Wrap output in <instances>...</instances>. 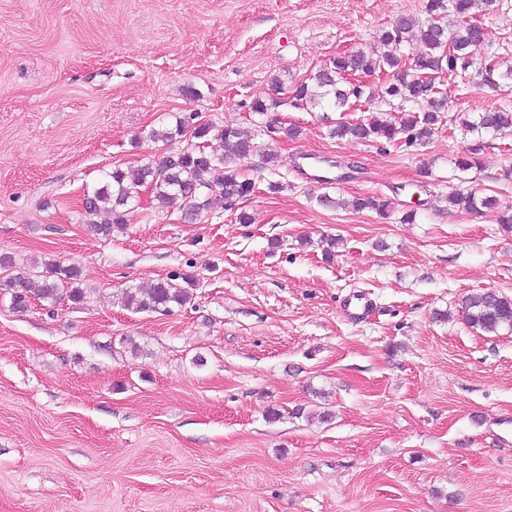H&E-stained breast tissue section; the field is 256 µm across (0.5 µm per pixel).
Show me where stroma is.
<instances>
[{
  "label": "stroma",
  "mask_w": 512,
  "mask_h": 512,
  "mask_svg": "<svg viewBox=\"0 0 512 512\" xmlns=\"http://www.w3.org/2000/svg\"><path fill=\"white\" fill-rule=\"evenodd\" d=\"M424 5L0 0V254L76 265L85 291L24 312L0 297V512H512V331L442 317L482 288L512 296V230L445 201L461 188L512 209V133L487 139L480 168L455 166L473 140L457 114L512 111L511 84H448L424 147L332 139L282 103L274 117L302 133H257L248 224L146 202L107 238L82 216L105 172L157 159L150 129L189 114L250 128L274 82L378 50ZM483 23L482 55L512 60V0ZM169 278L190 304H121ZM357 294L370 309L354 318ZM317 200L321 205L327 207L337 208L350 205L354 210H371L382 216H387L391 210V202L386 198L379 196L354 197L351 200H336L329 195L324 194L319 196Z\"/></svg>",
  "instance_id": "obj_1"
}]
</instances>
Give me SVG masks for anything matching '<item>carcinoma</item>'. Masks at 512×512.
<instances>
[{
    "label": "carcinoma",
    "mask_w": 512,
    "mask_h": 512,
    "mask_svg": "<svg viewBox=\"0 0 512 512\" xmlns=\"http://www.w3.org/2000/svg\"><path fill=\"white\" fill-rule=\"evenodd\" d=\"M489 6L490 0H426L425 19L401 15L382 31L380 42L387 47L386 51L375 56L362 51L336 56L291 88L292 103L306 111L338 113L334 120L324 117L332 139L425 146L448 111L442 76L464 79L474 71L481 76L482 84L491 88L498 87L501 81H512V63L505 66L495 55L480 56L484 42L478 16ZM414 44L422 46L423 51L409 60L402 50ZM350 71L383 77L381 95H375V90L366 84H350L346 78ZM377 98L398 113L394 120L375 116L366 121H350L341 117L354 102ZM276 105L274 99L257 98L250 110L258 115V124L266 130L275 129L290 139L299 136L298 127L282 128L269 118ZM192 120L191 116H179L174 123L149 132L154 142L188 141L178 153L134 168H114L101 183L84 192L82 215L94 231L108 238L113 229L126 224L129 210L139 202L140 190L145 187L151 189V197L158 206L182 207L186 219L211 208L218 200L227 210L237 209L238 223H250V216L238 204L253 192L254 182L242 173V162L257 151L255 139L229 122L194 127ZM460 123L475 137L467 154L455 162L464 172L481 165L484 136L512 132V112H466L460 116ZM211 134L224 141V153L207 150L205 139ZM446 201L449 206L467 212L495 211L497 223L512 228V211L500 210L494 196L456 189L448 193ZM318 202L336 208L349 205L357 211L371 210L382 216L391 210V202L379 196L336 200L324 194ZM0 270L6 271L0 278V293L9 296L12 308L17 311L28 310L35 301L56 305L66 298L78 303L84 298L80 270L75 265L47 261L42 272L32 274L16 269L14 257L4 253L0 254ZM191 300L188 289L165 280L147 290L127 288L123 292L124 306L135 313H169ZM461 313L468 325L485 332L512 330V297L499 291L483 289L467 295L461 301Z\"/></svg>",
    "instance_id": "carcinoma-1"
}]
</instances>
